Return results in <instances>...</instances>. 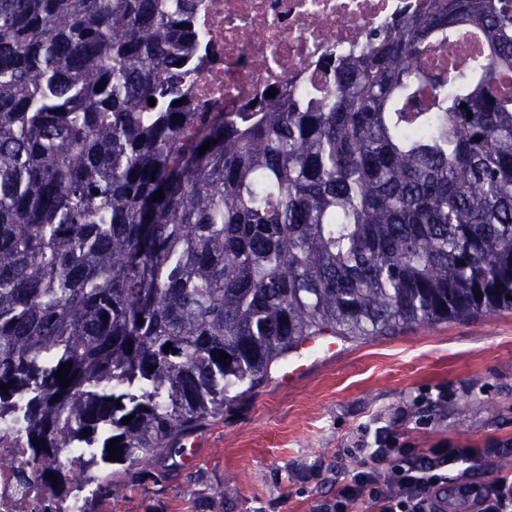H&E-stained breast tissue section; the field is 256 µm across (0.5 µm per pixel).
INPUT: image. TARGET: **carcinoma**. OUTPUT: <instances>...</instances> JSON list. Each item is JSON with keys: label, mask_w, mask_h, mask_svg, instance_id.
I'll list each match as a JSON object with an SVG mask.
<instances>
[{"label": "carcinoma", "mask_w": 512, "mask_h": 512, "mask_svg": "<svg viewBox=\"0 0 512 512\" xmlns=\"http://www.w3.org/2000/svg\"><path fill=\"white\" fill-rule=\"evenodd\" d=\"M191 18L0 0V421L60 496L74 477L42 460L97 449L93 512L307 337L512 309V0H432L326 57L313 93L202 112ZM473 28L486 56L423 64Z\"/></svg>", "instance_id": "cac0c4a2"}]
</instances>
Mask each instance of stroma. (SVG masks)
<instances>
[{
  "label": "stroma",
  "instance_id": "1",
  "mask_svg": "<svg viewBox=\"0 0 512 512\" xmlns=\"http://www.w3.org/2000/svg\"><path fill=\"white\" fill-rule=\"evenodd\" d=\"M292 385L264 377L199 430L192 453L126 472L106 512H313L336 451L380 418L417 447L512 441V310L346 340ZM447 390L431 413L420 393Z\"/></svg>",
  "mask_w": 512,
  "mask_h": 512
}]
</instances>
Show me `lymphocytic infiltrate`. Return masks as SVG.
I'll use <instances>...</instances> for the list:
<instances>
[{"label": "lymphocytic infiltrate", "instance_id": "f902f5d3", "mask_svg": "<svg viewBox=\"0 0 512 512\" xmlns=\"http://www.w3.org/2000/svg\"><path fill=\"white\" fill-rule=\"evenodd\" d=\"M489 451L448 442L421 449L391 426H364L355 447L338 449L336 491L317 512H448L449 476L467 478ZM480 512H512V471L494 472L472 488Z\"/></svg>", "mask_w": 512, "mask_h": 512}]
</instances>
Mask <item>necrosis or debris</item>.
<instances>
[{"instance_id":"1","label":"necrosis or debris","mask_w":512,"mask_h":512,"mask_svg":"<svg viewBox=\"0 0 512 512\" xmlns=\"http://www.w3.org/2000/svg\"><path fill=\"white\" fill-rule=\"evenodd\" d=\"M425 0H199L194 15L206 59L185 83L211 104H242L274 85L310 89L328 54L360 47L368 33ZM30 451L0 423V512H82L90 487L77 480L64 499L40 483L22 484Z\"/></svg>"}]
</instances>
